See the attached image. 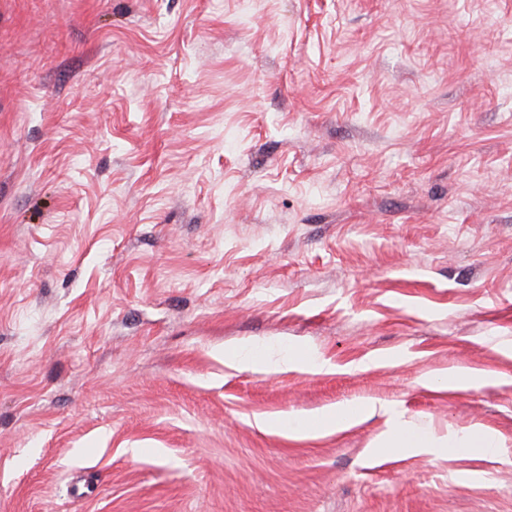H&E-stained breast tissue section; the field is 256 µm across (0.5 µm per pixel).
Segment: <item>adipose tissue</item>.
Here are the masks:
<instances>
[{
    "label": "adipose tissue",
    "instance_id": "adipose-tissue-1",
    "mask_svg": "<svg viewBox=\"0 0 512 512\" xmlns=\"http://www.w3.org/2000/svg\"><path fill=\"white\" fill-rule=\"evenodd\" d=\"M376 415L385 417L387 429L384 437L388 440H395L398 447L415 450L436 447V440L414 428L405 419L403 413L381 405L367 404L358 408L337 407L324 413L318 423L326 428L339 429L358 419Z\"/></svg>",
    "mask_w": 512,
    "mask_h": 512
}]
</instances>
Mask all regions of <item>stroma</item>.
<instances>
[{"label":"stroma","mask_w":512,"mask_h":512,"mask_svg":"<svg viewBox=\"0 0 512 512\" xmlns=\"http://www.w3.org/2000/svg\"><path fill=\"white\" fill-rule=\"evenodd\" d=\"M0 512H512V0H0ZM224 360L225 363H230L237 367L262 366L267 368L276 367L284 362H288V360L273 362L268 355L267 348L255 346H252L243 352L230 354L229 356L225 353ZM375 415L386 417L385 442H390L392 438H395L397 447L414 450L439 447L436 440L414 428L404 418L403 413L381 405L367 404L358 408L336 407L324 413L319 418L318 425L325 428L340 429L360 418H370ZM450 442L453 448L458 451L477 450L490 454L497 448L495 437L481 430H473L461 437H453Z\"/></svg>","instance_id":"1"}]
</instances>
